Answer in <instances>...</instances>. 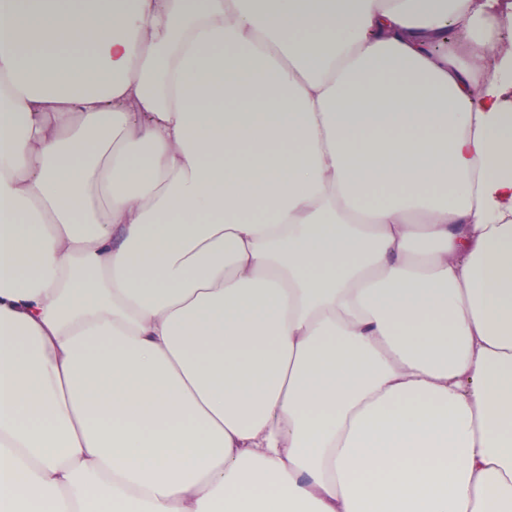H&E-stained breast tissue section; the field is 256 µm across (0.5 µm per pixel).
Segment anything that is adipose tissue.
Segmentation results:
<instances>
[{"label":"adipose tissue","mask_w":512,"mask_h":512,"mask_svg":"<svg viewBox=\"0 0 512 512\" xmlns=\"http://www.w3.org/2000/svg\"><path fill=\"white\" fill-rule=\"evenodd\" d=\"M508 39L0 0V512H512Z\"/></svg>","instance_id":"obj_1"}]
</instances>
